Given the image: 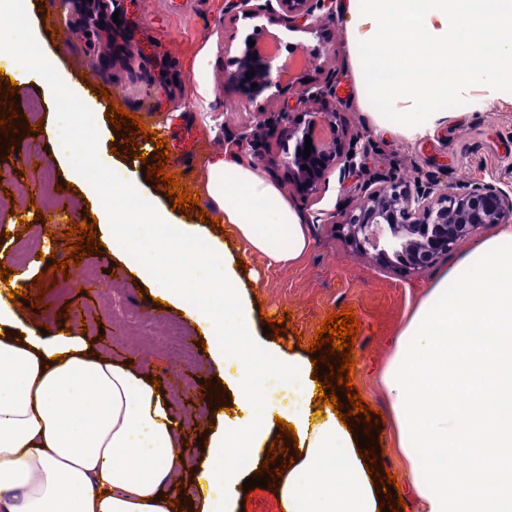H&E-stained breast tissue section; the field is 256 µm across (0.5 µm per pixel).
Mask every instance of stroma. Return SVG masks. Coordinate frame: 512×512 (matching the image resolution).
<instances>
[{
	"instance_id": "35a3bbf8",
	"label": "stroma",
	"mask_w": 512,
	"mask_h": 512,
	"mask_svg": "<svg viewBox=\"0 0 512 512\" xmlns=\"http://www.w3.org/2000/svg\"><path fill=\"white\" fill-rule=\"evenodd\" d=\"M224 6L225 0H133L129 4V37L141 55L137 75L142 89L151 93L144 100L125 92L126 74L110 77L87 66L85 46L70 39L58 0H24L22 29L41 36L54 73L64 75L78 89V100L85 111L93 113L94 122L87 127L73 124L71 116L58 110L51 100L46 103L41 131L29 132L28 118L17 119L21 137L0 134V142L7 145L6 156L16 163L8 176L0 179V203L6 201L7 190L15 184L40 189L46 176H53L58 187L54 199L62 210L60 223L79 225L84 218L96 219L95 233L102 244L80 266L70 267L68 279L57 281L51 268L55 261L67 260V251H54L51 238L44 236L33 243L23 263H16L19 241L15 233L22 222H34L35 215L0 213V254L13 259L10 287L27 284L28 295H43L46 303L37 310L19 301V317L25 326L51 334L62 327L86 332L94 347L112 359L146 364L150 374L160 380L175 412L186 421L181 446L185 459L193 465L202 458L205 448L197 437L218 421L211 391L223 371L213 362L209 348L202 345L207 337L204 329L183 307L158 305L153 284L141 276L139 268L105 246L108 218L88 192L85 179L73 175L79 164L78 149L86 147L93 165H104L110 175L123 181L137 182L140 204L170 212L174 223L198 230L223 245L227 260L242 262L241 287L245 299L254 306L255 328H262L269 318L283 321L286 328L279 335L261 336L262 345L296 350L298 339L313 340L324 319L353 310L359 322L354 389L364 404L384 416L370 430L369 444L384 449L377 466L403 477L407 463L395 445L391 409L379 376L392 356L396 334L416 302L455 269L467 252L493 236L496 226L479 229L434 266L411 271L356 253L335 225L311 224L307 227L311 240L307 254L294 265L271 267L262 255L249 251L233 228H211L174 208L163 186L142 171V159L155 154V145L143 140L138 155L127 154L125 138L106 118L107 108L120 106L167 141L166 172L175 174L193 191L210 156L224 152L226 140L251 131L262 113L296 97V86L287 82L276 98L262 94L249 100L228 82L245 35H253L259 42L275 36L297 51L319 49L316 68L309 71L308 79L320 87L335 85L339 100L336 123L346 133L367 135L368 153L345 180L331 178L316 201L297 203L300 215L305 216L354 204L358 185L378 175L408 183L430 177L485 182L496 178L512 186V90L491 103L486 102L482 91H473L452 106L451 117L433 134L410 140L378 128L360 101L341 15L322 19L313 32L285 27L277 19L253 20L237 12L228 14ZM44 12L52 15L54 29L42 26L40 15ZM94 84L107 89L108 97L93 95L90 87ZM173 96L184 101L175 111L169 104ZM228 104L235 107L229 115L224 112ZM38 279L49 285V292L40 293L34 285ZM110 279L117 282L115 298L120 306L136 312L138 321H125L107 309L97 283ZM67 308L72 311L68 318L63 315ZM161 322L180 327L191 350L190 359L179 360L168 345L151 336V329Z\"/></svg>"
}]
</instances>
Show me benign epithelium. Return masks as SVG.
Returning <instances> with one entry per match:
<instances>
[{"label":"benign epithelium","mask_w":512,"mask_h":512,"mask_svg":"<svg viewBox=\"0 0 512 512\" xmlns=\"http://www.w3.org/2000/svg\"><path fill=\"white\" fill-rule=\"evenodd\" d=\"M67 12V31L75 41L94 40L96 50L89 65L95 71L113 75L117 69L131 68L135 56L126 52L118 39L125 33L127 0H58ZM334 0H228L227 12L276 16L288 24L309 29L332 14ZM119 12L122 24L113 21ZM318 53L304 56L267 52L257 46H245L238 59V70L228 76L246 98L279 85L281 79L297 80L299 92L295 105H282L275 123L257 122L251 133L235 138L227 145L244 149L255 138L278 141L295 140L293 151L278 156L274 165L287 172L289 190L304 202L310 201L329 184L333 173L345 179L365 156L364 134L349 137L343 147L337 138L320 137L316 128H335L336 111L323 105V99L335 95L332 88L312 90L303 79L313 67ZM253 71L255 76L246 78ZM257 87H251V84ZM311 138L310 157L303 158L305 138ZM336 230L357 253L374 254L379 259H406L413 270L432 265L439 257L454 251L464 240L488 224L512 223V191L506 192L492 182L449 183L442 180L417 181L403 185L395 180L379 184L372 180L360 186L355 204L323 220Z\"/></svg>","instance_id":"7a95c632"}]
</instances>
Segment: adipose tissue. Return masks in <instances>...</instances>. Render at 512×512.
Masks as SVG:
<instances>
[{"label": "adipose tissue", "mask_w": 512, "mask_h": 512, "mask_svg": "<svg viewBox=\"0 0 512 512\" xmlns=\"http://www.w3.org/2000/svg\"><path fill=\"white\" fill-rule=\"evenodd\" d=\"M343 18L358 95L378 127L422 137L448 119L449 100L512 89V0H348ZM0 49L46 97L71 95L62 79H41V42L12 31ZM206 169L199 193L249 250L280 267L305 256L307 228L277 184L232 153ZM89 190L112 196L113 249L206 328L214 359L240 365L212 393L219 405L225 387L235 388L237 412L210 437L183 498L199 494L202 512H234L245 478L239 461H259L281 418L301 451L277 480L283 512H377L382 496L357 436L331 408H313L310 360L259 347L223 247L195 231L142 245L132 224H165L168 213H138L129 183L102 176ZM200 249L222 275L186 282ZM457 270L455 285L440 281L412 308L381 381L421 512H512V225ZM18 328L0 291V512H174L185 422L148 371L94 353L88 336L71 330L21 336ZM477 455L494 461V483Z\"/></svg>", "instance_id": "obj_1"}]
</instances>
